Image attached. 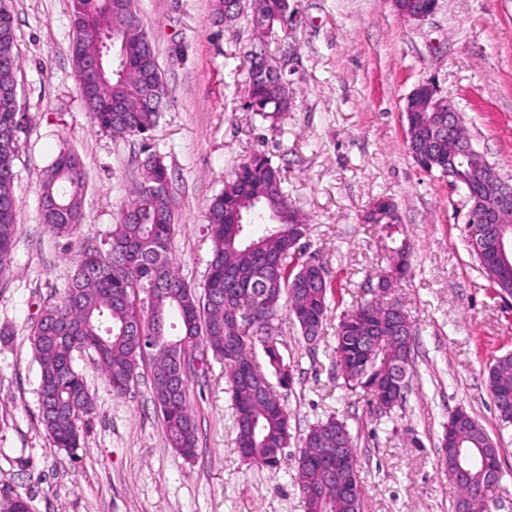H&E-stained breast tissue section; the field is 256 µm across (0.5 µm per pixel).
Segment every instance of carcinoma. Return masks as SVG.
Segmentation results:
<instances>
[{
	"label": "carcinoma",
	"instance_id": "obj_1",
	"mask_svg": "<svg viewBox=\"0 0 512 512\" xmlns=\"http://www.w3.org/2000/svg\"><path fill=\"white\" fill-rule=\"evenodd\" d=\"M72 58L81 101L93 127L114 137H139L158 124L166 105L160 69L146 75L143 60L156 58L137 13L135 0H71ZM254 48L277 41L280 19L298 9L293 0H252ZM404 17H429L436 0H394ZM241 14L237 0H216L215 19L230 24ZM100 56L102 70L94 96L84 93L85 64ZM20 57L16 29L8 0H0V276L9 271L17 230L14 160L23 118L17 101ZM249 108L259 114L287 112L292 106L288 83L265 79L247 71ZM406 145L415 163L426 173H445L448 144L465 136L464 126L448 129V122L432 110L426 88L407 97L402 110ZM167 167L157 155L144 160V173L121 207L104 249L83 253L58 305L46 309L34 326L31 342L40 366V421L55 447L78 449L84 418L94 404L83 376L75 369L73 352H92L112 392L126 393L135 383L142 356L140 339L153 361L152 394L159 408L164 434L179 455L197 451V425L188 400V381L175 377L169 344L184 352L205 344L224 358V369L235 416V450L261 468L280 465L281 449L290 439V416L280 394L253 360L254 341L263 342L268 364L283 363L272 337L274 321L285 310L303 336L318 338L329 304L341 283L322 265L302 259L300 241L309 225L286 200L280 170L256 153L235 178L210 202L207 212L212 239L203 296L176 273L172 244L176 219L163 183ZM86 173L81 159L60 150L40 176V217L57 237H70L83 220ZM366 224L390 227L398 223L397 207L380 197L365 210ZM388 269L377 277L378 291L344 312L336 328L334 365L350 391L368 387L369 377L392 383L394 369L407 375L412 362V325L399 306L385 301L391 286L411 271L406 244L389 248ZM482 275L501 291L512 289V264L478 257ZM232 270L250 283V289L224 280ZM487 386L504 426L512 414L501 403H512V354L488 369ZM462 448H490L492 442L470 415L454 411ZM347 443L349 459L334 477L322 468L336 434ZM295 460L305 512H363V487L355 445L343 421L329 417L312 426ZM455 504L472 499L479 486L478 471L451 479ZM0 512H30L26 497L14 493L0 500Z\"/></svg>",
	"mask_w": 512,
	"mask_h": 512
}]
</instances>
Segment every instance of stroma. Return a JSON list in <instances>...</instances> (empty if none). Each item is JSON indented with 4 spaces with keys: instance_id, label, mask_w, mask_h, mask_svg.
Segmentation results:
<instances>
[{
    "instance_id": "stroma-1",
    "label": "stroma",
    "mask_w": 512,
    "mask_h": 512,
    "mask_svg": "<svg viewBox=\"0 0 512 512\" xmlns=\"http://www.w3.org/2000/svg\"><path fill=\"white\" fill-rule=\"evenodd\" d=\"M12 7L26 129L14 163L12 264L0 277V414L9 419L0 429V490L27 497L32 512H304L294 464L300 440L335 415L354 438L364 512H454L439 440L461 407L499 450L493 512H512V430L500 429L486 385L493 360L512 353V297L492 288L467 247L465 191L414 163L401 117L410 92L434 81L474 146L512 182V0H438L421 21L400 16L393 0H299V20L271 46L288 57L294 97L274 119L247 109L250 14L227 27L215 22L213 0H138L169 90L147 141L92 126L71 59L70 0ZM64 147L87 173L84 221L71 238L50 234L39 215L40 174ZM150 152L171 175L173 261L192 287L202 286L212 250L207 204L255 153L280 168L288 204L310 226L306 257L342 282L344 302L330 306L321 340L307 342L288 317L276 322L293 373L281 392L291 439L277 469L236 453L224 363L201 345L188 378L194 458L170 448L149 369L117 396L88 352L74 355L94 400L76 457L54 447L39 422L32 326L57 304L79 252L111 232ZM380 196L394 199L408 231L412 274L390 296L415 330L405 398L382 417L366 395L344 387L330 355L345 305L366 297L387 266L384 231L360 221Z\"/></svg>"
}]
</instances>
